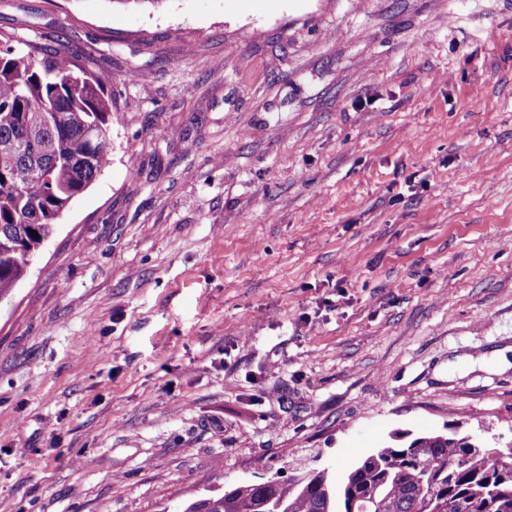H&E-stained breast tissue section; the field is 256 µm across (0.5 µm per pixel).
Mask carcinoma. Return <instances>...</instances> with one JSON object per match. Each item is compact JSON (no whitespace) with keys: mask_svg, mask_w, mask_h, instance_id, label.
I'll return each instance as SVG.
<instances>
[{"mask_svg":"<svg viewBox=\"0 0 512 512\" xmlns=\"http://www.w3.org/2000/svg\"><path fill=\"white\" fill-rule=\"evenodd\" d=\"M95 50L16 52L0 39V298L26 278L60 216L110 162L112 100ZM37 235H32V232ZM512 512V445L428 435L363 459L341 483L324 470L240 484L183 512Z\"/></svg>","mask_w":512,"mask_h":512,"instance_id":"cac0c4a2","label":"carcinoma"}]
</instances>
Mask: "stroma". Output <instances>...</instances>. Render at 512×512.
<instances>
[{"label": "stroma", "mask_w": 512, "mask_h": 512, "mask_svg": "<svg viewBox=\"0 0 512 512\" xmlns=\"http://www.w3.org/2000/svg\"><path fill=\"white\" fill-rule=\"evenodd\" d=\"M1 34L97 48L115 118L0 300V512L512 445V0H0Z\"/></svg>", "instance_id": "stroma-1"}]
</instances>
